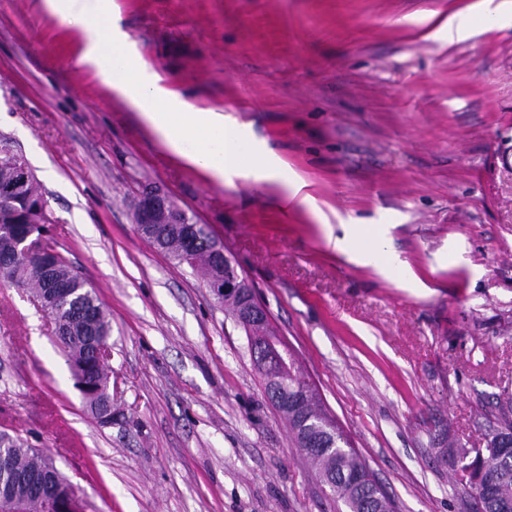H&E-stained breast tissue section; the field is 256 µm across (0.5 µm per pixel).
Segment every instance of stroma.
Segmentation results:
<instances>
[{
	"label": "stroma",
	"instance_id": "1",
	"mask_svg": "<svg viewBox=\"0 0 512 512\" xmlns=\"http://www.w3.org/2000/svg\"><path fill=\"white\" fill-rule=\"evenodd\" d=\"M117 21L162 85L220 111L301 178L219 184L173 160L78 64L45 0H0V139L30 164L60 252L112 324L111 425L50 321L0 284V431L47 449L85 512H346L264 394L242 327L136 230L147 186L205 225L295 374L395 512H461L441 437L485 447L512 406V14L483 0H70ZM478 17L470 35L440 25ZM382 225L408 282L333 249Z\"/></svg>",
	"mask_w": 512,
	"mask_h": 512
}]
</instances>
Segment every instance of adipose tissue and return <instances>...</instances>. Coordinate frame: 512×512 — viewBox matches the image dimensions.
<instances>
[{
	"instance_id": "1",
	"label": "adipose tissue",
	"mask_w": 512,
	"mask_h": 512,
	"mask_svg": "<svg viewBox=\"0 0 512 512\" xmlns=\"http://www.w3.org/2000/svg\"><path fill=\"white\" fill-rule=\"evenodd\" d=\"M49 6L63 22L76 20L67 0H49ZM76 21L87 33L80 63L104 70L105 84L113 96L136 113L162 147L213 181L220 183L227 175L237 174L260 185L283 184L289 188V200L309 202L304 182L289 176L287 165L276 153L258 142L245 150L234 148V140L246 136L242 127L229 126L221 112L197 111L181 92L163 86L154 67L131 51L128 36L118 25L97 16ZM328 242L352 259L382 267L395 278L406 277L404 265L393 259L381 228L353 224L343 237L332 236Z\"/></svg>"
}]
</instances>
